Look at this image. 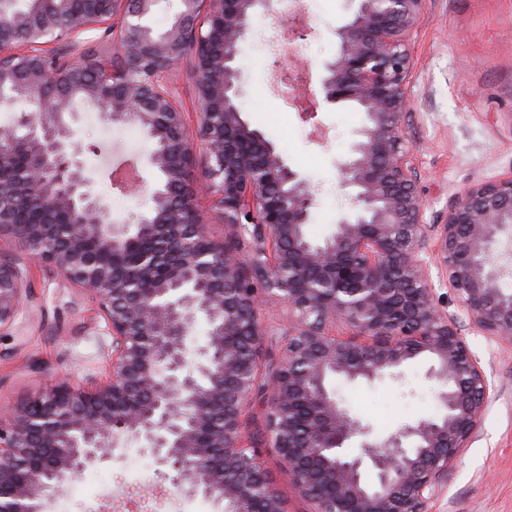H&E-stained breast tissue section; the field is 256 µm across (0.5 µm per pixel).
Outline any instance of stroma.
<instances>
[{"label":"stroma","instance_id":"1","mask_svg":"<svg viewBox=\"0 0 512 512\" xmlns=\"http://www.w3.org/2000/svg\"><path fill=\"white\" fill-rule=\"evenodd\" d=\"M312 34L300 49L274 63L270 40L281 20L259 19L240 58L245 119L271 141L314 187L317 206L307 226L312 240L333 230L346 200L335 162L353 140L363 114L353 104L317 105L305 115L276 90L285 68L306 66L318 71L337 48L336 29L349 15L350 0H303ZM415 66L408 88L406 139L418 189L426 202L425 220L439 224L452 199L467 187L512 171V0H428L412 40ZM175 86L188 135H195L200 104L185 65L168 76ZM77 140L96 148L90 157L95 191L116 219L133 223L151 205L148 193L156 172L145 163L154 144L134 125L114 127L101 117L78 109ZM137 162L143 192L130 194L109 176L104 159ZM0 254L15 258L32 289L14 324L0 331V404L15 405L30 395L66 382L90 390L106 380L111 367V338L95 298L51 267L34 261L10 240L0 241ZM259 317L273 335L265 344L264 361L282 357L278 337L288 328V307L279 298L263 300ZM481 368L491 380L488 404L480 423L448 470L441 494L430 512H512V344L460 323ZM428 364L416 359L399 380L372 385L335 383L344 406L377 431L395 430L436 408L439 384L427 375ZM270 393L256 394L247 413V446L256 448L285 499L287 512H308L267 432ZM150 469L155 490L172 486V478L156 467L139 443L116 449L110 461L87 467L67 482L62 493L68 512H83V498L98 485L124 492L126 474Z\"/></svg>","mask_w":512,"mask_h":512}]
</instances>
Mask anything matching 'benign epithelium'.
I'll list each match as a JSON object with an SVG mask.
<instances>
[{"label":"benign epithelium","instance_id":"1","mask_svg":"<svg viewBox=\"0 0 512 512\" xmlns=\"http://www.w3.org/2000/svg\"><path fill=\"white\" fill-rule=\"evenodd\" d=\"M0 0V89L24 108L0 130V239L93 293L112 336V375L92 390L59 384L0 413V512H51L54 493L84 468L142 442L186 496L230 512H287L256 451L247 409L262 381L269 333L264 294L288 304L293 327L269 377L268 432L310 512H428L448 468L477 429L490 383L456 317L434 299L426 256L448 276L469 323L512 341V173L468 187L442 224L425 222L404 132L413 35L428 0H352L336 55L320 67L321 101L355 103L363 124L336 159L347 207L320 243L306 233L309 181L250 127L238 65L253 21L281 0H180L166 29L146 24L157 0ZM105 27L116 51H85ZM302 0L281 37L302 39ZM67 41L65 51L55 48ZM190 63L201 102L196 138L163 74ZM281 83L305 99L307 73ZM156 140L153 206L133 224L112 217L73 142L76 103ZM205 190L227 231L205 234L188 175L196 150ZM39 194L35 211L22 202ZM32 284L0 255V328ZM210 329L189 360L198 317ZM342 324L345 336L332 334ZM426 357L442 386L434 414L387 435L352 415L330 387L394 378Z\"/></svg>","mask_w":512,"mask_h":512}]
</instances>
